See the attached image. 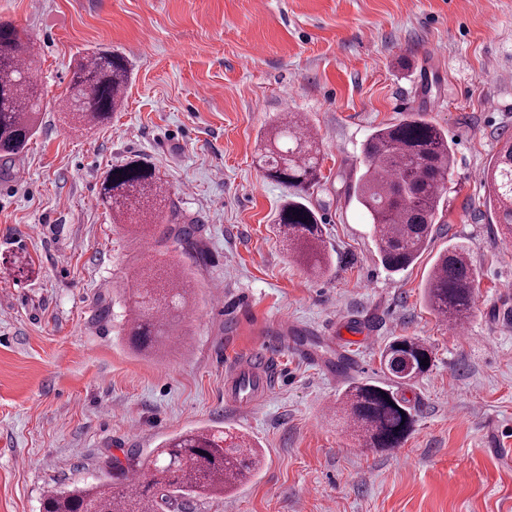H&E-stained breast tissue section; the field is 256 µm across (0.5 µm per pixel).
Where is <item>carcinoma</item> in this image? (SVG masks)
Here are the masks:
<instances>
[{
	"instance_id": "carcinoma-1",
	"label": "carcinoma",
	"mask_w": 512,
	"mask_h": 512,
	"mask_svg": "<svg viewBox=\"0 0 512 512\" xmlns=\"http://www.w3.org/2000/svg\"><path fill=\"white\" fill-rule=\"evenodd\" d=\"M34 45L25 30L0 22V158L18 154L33 136L42 93L21 62ZM130 68L122 55L100 48L76 62L64 101L81 126L102 125L123 104ZM270 141L261 157L266 177L296 189L277 219L280 235L296 246L295 258L310 273L330 270L316 212L303 193L319 183L315 138L299 117H290L266 132ZM366 170L354 186L356 202L366 211L382 266L391 273L407 269L426 251L445 204V180L453 166L448 134L411 112L396 124L377 127L364 144ZM489 203L498 223L512 235V141L507 140L483 170ZM103 205L117 224L132 221L128 232L140 236L159 230L155 244L170 238L184 249L195 245L198 225L184 220L170 189L151 162L131 159L110 168L100 188ZM476 272L462 245L440 252L425 281V299L437 314L455 323L473 314ZM190 274L170 265L151 278V287L136 293L126 321V336L139 350L159 352L171 346L177 312L195 299ZM428 364H422V359ZM432 351L414 337L400 336L380 354V364L395 386L407 385L431 368ZM409 400L397 389L356 383L342 393L340 404L350 425L371 448H398L412 425ZM112 460L110 471L95 484L67 490L49 489L42 512H183L188 499L220 498L249 481L260 469L261 454L240 436L207 427L177 433L153 456ZM139 488L121 486L129 473Z\"/></svg>"
}]
</instances>
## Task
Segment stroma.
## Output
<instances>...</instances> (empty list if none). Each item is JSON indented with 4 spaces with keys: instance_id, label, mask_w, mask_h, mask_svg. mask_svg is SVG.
Wrapping results in <instances>:
<instances>
[{
    "instance_id": "stroma-1",
    "label": "stroma",
    "mask_w": 512,
    "mask_h": 512,
    "mask_svg": "<svg viewBox=\"0 0 512 512\" xmlns=\"http://www.w3.org/2000/svg\"><path fill=\"white\" fill-rule=\"evenodd\" d=\"M1 20L34 42L43 110L27 147L0 160V512H40L48 489L205 426L250 439L263 463L187 512H512V238L481 184L512 138V0H0ZM99 46L130 62L124 107L76 131L58 102ZM287 112L319 140L307 201L324 276L279 236L289 189L261 167L260 135ZM409 112L447 131L454 165L428 250L392 274L353 188L368 135ZM135 156L198 224L202 261L113 223L100 185ZM456 242L476 270L465 336L423 298ZM172 261L196 301L174 346L137 353L121 317L140 273ZM397 336L430 347L433 365L402 389L414 423L390 452L366 447L338 400L351 383L386 381L379 354ZM303 340L320 364L293 350ZM255 345L280 383L243 414L228 404L224 362Z\"/></svg>"
}]
</instances>
